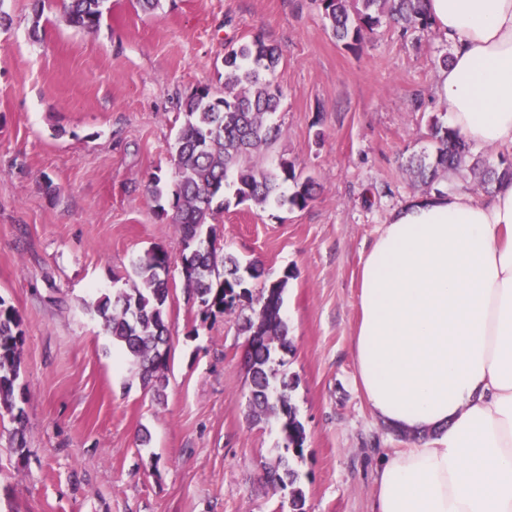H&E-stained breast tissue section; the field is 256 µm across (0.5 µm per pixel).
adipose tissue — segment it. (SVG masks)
<instances>
[{
    "mask_svg": "<svg viewBox=\"0 0 512 512\" xmlns=\"http://www.w3.org/2000/svg\"><path fill=\"white\" fill-rule=\"evenodd\" d=\"M452 60L434 94L468 142L512 150V0H425ZM364 399L409 436L372 512H512V182L396 209L360 275Z\"/></svg>",
    "mask_w": 512,
    "mask_h": 512,
    "instance_id": "adipose-tissue-1",
    "label": "adipose tissue"
}]
</instances>
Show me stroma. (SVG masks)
I'll return each instance as SVG.
<instances>
[{
    "mask_svg": "<svg viewBox=\"0 0 512 512\" xmlns=\"http://www.w3.org/2000/svg\"><path fill=\"white\" fill-rule=\"evenodd\" d=\"M0 0V298L23 320L27 453L0 422V512H289L266 482L279 453L273 422L248 416L241 311L203 318L188 294L173 224L148 190L171 175L201 86L222 92L224 48L255 33L282 50L280 158L317 184L307 208L243 204L217 212V254L258 263L252 293L287 278L288 349L274 367L306 441L294 458L306 512H371L373 471L404 447L357 384L354 331L362 263L391 213L419 196L404 171L432 153L434 95L449 47L435 31L381 26L350 50L314 0H108L100 26H70L59 0ZM42 28L33 38V25ZM421 109H413L415 98ZM167 252L171 333L164 401L120 364L88 304L130 287L132 263Z\"/></svg>",
    "mask_w": 512,
    "mask_h": 512,
    "instance_id": "1",
    "label": "stroma"
}]
</instances>
